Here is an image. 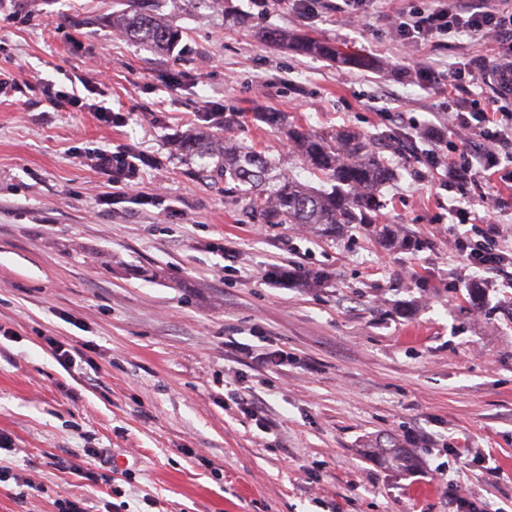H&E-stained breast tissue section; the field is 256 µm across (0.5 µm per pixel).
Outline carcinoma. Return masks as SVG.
I'll return each mask as SVG.
<instances>
[{
    "mask_svg": "<svg viewBox=\"0 0 512 512\" xmlns=\"http://www.w3.org/2000/svg\"><path fill=\"white\" fill-rule=\"evenodd\" d=\"M112 31L156 52L171 49L181 36L152 0H128L127 7L112 13ZM263 38L272 47L291 43L306 55L328 60L338 56L332 44L313 37L290 41L277 27L266 30ZM288 138L320 187L274 172L272 159L253 148L230 152L210 132L187 141L183 151L201 160V176L224 178V191L242 215L259 224H307L334 232L346 224L376 223L379 192L393 178V169L365 137L346 131L325 134L294 124L288 127Z\"/></svg>",
    "mask_w": 512,
    "mask_h": 512,
    "instance_id": "cac0c4a2",
    "label": "carcinoma"
}]
</instances>
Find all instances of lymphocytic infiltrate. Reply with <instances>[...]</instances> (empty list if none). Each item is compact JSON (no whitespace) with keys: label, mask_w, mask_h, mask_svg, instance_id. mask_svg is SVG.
I'll list each match as a JSON object with an SVG mask.
<instances>
[{"label":"lymphocytic infiltrate","mask_w":512,"mask_h":512,"mask_svg":"<svg viewBox=\"0 0 512 512\" xmlns=\"http://www.w3.org/2000/svg\"><path fill=\"white\" fill-rule=\"evenodd\" d=\"M390 0H340L338 13L347 19L365 20L375 13L386 14L395 35L422 46L445 39L469 38L474 42L495 44L494 62H482L480 71L485 81H492L503 68L512 70V7L490 8L486 0H419L418 4L396 11L390 10ZM471 70L470 63H456L448 72L423 69L418 64H405L404 78L422 89L448 92V103L435 112L433 120L409 126V139L421 142L424 153L435 167L447 171L457 182L472 181L491 186L487 201L499 202L493 188L503 183L512 186V110L501 100L488 103L456 98L455 93ZM31 93L41 97L54 110L70 106L87 110L102 122L112 120V111L105 106L88 102L74 89H55L52 82L18 83L0 78V96ZM467 132L480 141L478 148L468 144L449 147L448 136ZM83 162L107 172L112 177L111 189L99 197L102 205L123 202L132 189L129 182L139 165L135 154L101 148L87 150ZM452 247L468 266L485 274H497L512 265V244L508 243L499 224H474L457 234Z\"/></svg>","instance_id":"1"}]
</instances>
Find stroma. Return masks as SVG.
Returning a JSON list of instances; mask_svg holds the SVG:
<instances>
[{"mask_svg":"<svg viewBox=\"0 0 512 512\" xmlns=\"http://www.w3.org/2000/svg\"><path fill=\"white\" fill-rule=\"evenodd\" d=\"M115 2L0 0V72L77 85L106 58L88 100L121 113L108 126L0 100V512H60L70 494L87 512H512V311L451 246L469 216L512 217L410 155L404 128L444 98L399 78L404 62L444 71L490 45L416 48L378 15L352 28L279 0H229L250 17L239 26L166 0L183 38L156 54L113 34ZM270 26L344 58L267 47ZM228 112L242 123L225 128ZM263 112L366 135L396 170L380 222L422 249L243 218L178 144L205 128L313 184ZM123 145L144 158L135 190L162 203L98 205L110 177L79 152ZM221 239L236 250L224 269ZM55 343L81 362L64 370ZM274 349L283 365L256 362ZM246 388L259 415L236 405Z\"/></svg>","mask_w":512,"mask_h":512,"instance_id":"obj_1","label":"stroma"}]
</instances>
